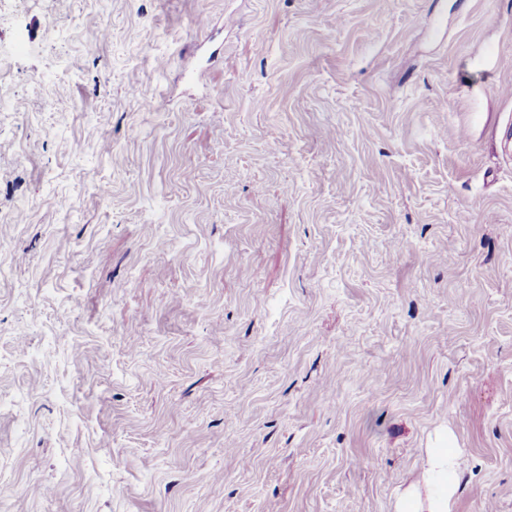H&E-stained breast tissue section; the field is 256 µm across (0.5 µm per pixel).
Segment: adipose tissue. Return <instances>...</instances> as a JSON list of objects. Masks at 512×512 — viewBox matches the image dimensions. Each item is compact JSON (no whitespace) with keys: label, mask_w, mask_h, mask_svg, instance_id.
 <instances>
[{"label":"adipose tissue","mask_w":512,"mask_h":512,"mask_svg":"<svg viewBox=\"0 0 512 512\" xmlns=\"http://www.w3.org/2000/svg\"><path fill=\"white\" fill-rule=\"evenodd\" d=\"M463 457L455 435L435 432L420 455V478L396 498L392 512H452L459 490Z\"/></svg>","instance_id":"adipose-tissue-1"}]
</instances>
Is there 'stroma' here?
Listing matches in <instances>:
<instances>
[{"instance_id": "stroma-1", "label": "stroma", "mask_w": 512, "mask_h": 512, "mask_svg": "<svg viewBox=\"0 0 512 512\" xmlns=\"http://www.w3.org/2000/svg\"><path fill=\"white\" fill-rule=\"evenodd\" d=\"M440 428L512 512V0H0V512H390Z\"/></svg>"}]
</instances>
